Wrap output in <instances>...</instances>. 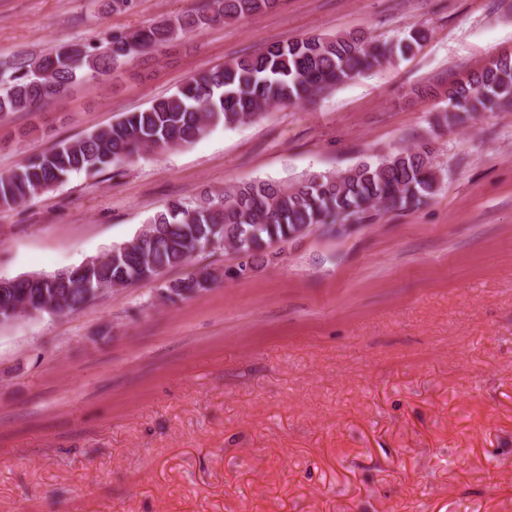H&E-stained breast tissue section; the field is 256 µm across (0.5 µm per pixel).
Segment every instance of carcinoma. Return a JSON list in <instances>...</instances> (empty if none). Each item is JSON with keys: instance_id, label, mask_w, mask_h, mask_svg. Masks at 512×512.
<instances>
[{"instance_id": "carcinoma-1", "label": "carcinoma", "mask_w": 512, "mask_h": 512, "mask_svg": "<svg viewBox=\"0 0 512 512\" xmlns=\"http://www.w3.org/2000/svg\"><path fill=\"white\" fill-rule=\"evenodd\" d=\"M279 0H206L199 10L159 17L135 31H112L88 43L60 45L38 56H20L0 68V115L29 112L68 92L78 80L114 73L127 62L158 48L237 21ZM429 32L413 26L395 41L364 33L311 35L239 57L190 78L174 93L140 111L125 112L112 124L55 143L0 174V206L30 201L72 174L110 171L145 154L185 146L220 125L250 123L272 106L309 101L363 70L420 50ZM448 113L455 124L466 117L512 108V56L448 89ZM432 149L421 141L377 161H363L340 173H312L290 185L258 179L206 191L191 201L165 203L147 223L155 237L140 236L76 266L14 278L5 306L39 299L56 313H73L94 295L91 288L127 287L187 265L208 242L236 240L254 265L268 261L271 247L313 230V225L370 224L372 210L417 208L437 191Z\"/></svg>"}]
</instances>
